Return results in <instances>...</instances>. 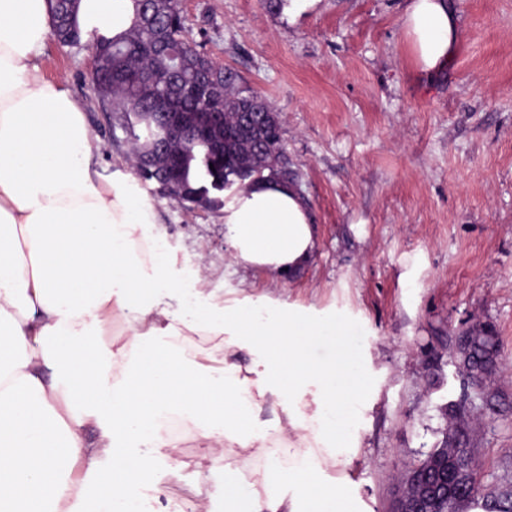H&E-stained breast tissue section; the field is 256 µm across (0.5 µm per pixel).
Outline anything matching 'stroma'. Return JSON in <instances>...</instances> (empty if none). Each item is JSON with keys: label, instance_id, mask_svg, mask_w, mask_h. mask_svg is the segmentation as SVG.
<instances>
[{"label": "stroma", "instance_id": "35a3bbf8", "mask_svg": "<svg viewBox=\"0 0 512 512\" xmlns=\"http://www.w3.org/2000/svg\"><path fill=\"white\" fill-rule=\"evenodd\" d=\"M454 4L463 35L443 70L427 76L408 65L405 0H320L293 20L264 0H182L188 41L279 114L318 239L312 263L292 279L275 285L231 264L222 208L137 183L185 286L171 309L192 312L200 278L219 304L265 296L340 312L359 328L372 359L370 407L343 472L368 512H390L404 474L442 438V408L462 387L450 337L492 323L512 364V0ZM40 66L81 103L100 173L131 172L124 135L94 92L89 48L47 38ZM498 386L499 405L470 416L486 485L512 483V377ZM179 460L174 472L155 458L132 495L197 482L222 512L225 475L253 464L192 438Z\"/></svg>", "mask_w": 512, "mask_h": 512}]
</instances>
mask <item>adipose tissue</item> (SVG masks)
<instances>
[{"instance_id":"ef3b65f1","label":"adipose tissue","mask_w":512,"mask_h":512,"mask_svg":"<svg viewBox=\"0 0 512 512\" xmlns=\"http://www.w3.org/2000/svg\"><path fill=\"white\" fill-rule=\"evenodd\" d=\"M133 19L132 0H80L84 35ZM52 25L47 0H0V512H76L91 477L94 512H146L128 485L157 456L178 470L189 435L263 459L225 478L224 512H362L330 473L370 387L359 331L265 298L170 310L181 286L151 201L98 172L81 105L40 72ZM462 30L452 0H406L410 67L441 71ZM224 243L275 284L317 247L297 187L272 179L225 194ZM118 321L122 344L104 345ZM190 336L221 337L219 367L187 358Z\"/></svg>"}]
</instances>
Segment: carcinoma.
Returning a JSON list of instances; mask_svg holds the SVG:
<instances>
[{"instance_id": "carcinoma-1", "label": "carcinoma", "mask_w": 512, "mask_h": 512, "mask_svg": "<svg viewBox=\"0 0 512 512\" xmlns=\"http://www.w3.org/2000/svg\"><path fill=\"white\" fill-rule=\"evenodd\" d=\"M48 2L56 40L64 46L81 44L83 34L75 22L76 0ZM133 7L135 22L127 36L96 37L88 45L112 49L108 71L94 81L95 91L101 101L112 103V128L120 129L131 146L144 150L157 132L158 119L154 116L160 111L157 99L167 86L155 46L179 43L184 38L185 21L175 7L165 2L154 18L142 11V0H133ZM214 77L224 98L211 100L201 94L190 97L186 104L190 109L223 114L224 157L213 154L208 142L199 139L185 150L177 165L141 175L146 181L154 180L169 187L172 195L182 196L188 204L215 184L237 183L241 175L259 171L280 178L281 168L288 165V158L281 151L278 122H265L257 134L242 131L243 112L249 109L266 114L273 108L263 99H252L234 91L237 75L231 70L223 67ZM464 336V343H454L456 367L466 388L460 406H465L473 393L493 401L500 397L492 388V379L501 372L497 331L493 325L482 323L470 327ZM469 433L466 412H451L437 451L438 459L447 461L448 480L453 488L448 490V497L434 502L433 512H468L472 506L482 512H512V488L482 485Z\"/></svg>"}]
</instances>
